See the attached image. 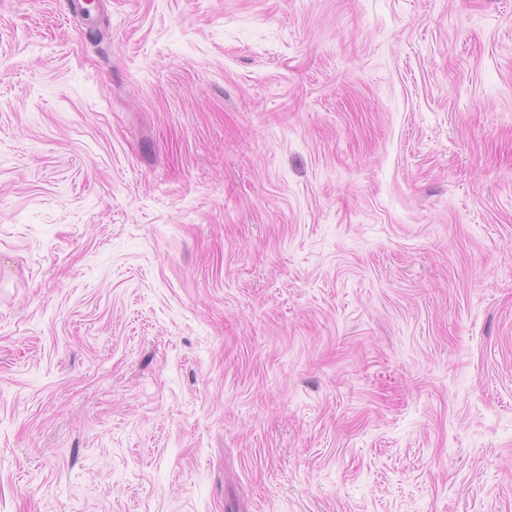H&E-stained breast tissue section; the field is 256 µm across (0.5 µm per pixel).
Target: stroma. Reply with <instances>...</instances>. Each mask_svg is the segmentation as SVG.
<instances>
[{
	"mask_svg": "<svg viewBox=\"0 0 512 512\" xmlns=\"http://www.w3.org/2000/svg\"><path fill=\"white\" fill-rule=\"evenodd\" d=\"M0 0V512H512V0Z\"/></svg>",
	"mask_w": 512,
	"mask_h": 512,
	"instance_id": "stroma-1",
	"label": "stroma"
}]
</instances>
